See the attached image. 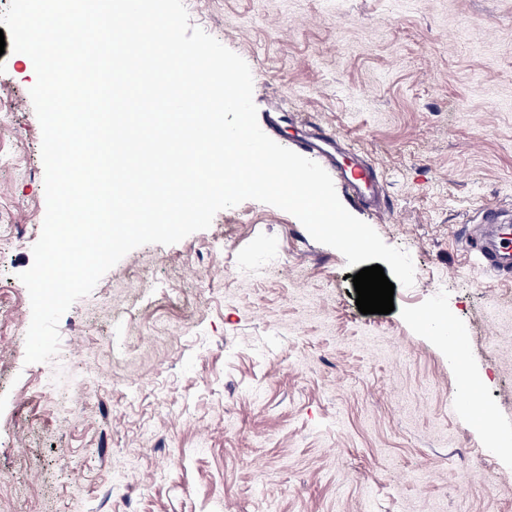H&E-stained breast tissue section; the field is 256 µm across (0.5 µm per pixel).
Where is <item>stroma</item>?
Segmentation results:
<instances>
[{"label": "stroma", "instance_id": "1", "mask_svg": "<svg viewBox=\"0 0 512 512\" xmlns=\"http://www.w3.org/2000/svg\"><path fill=\"white\" fill-rule=\"evenodd\" d=\"M184 4L249 65L276 143L322 127L375 166L384 207L337 195L415 282L362 314L338 250L247 200L128 253L62 316L56 360L25 364L44 166L36 79L5 51L0 512H512V273L468 248L483 208L512 225V0Z\"/></svg>", "mask_w": 512, "mask_h": 512}]
</instances>
